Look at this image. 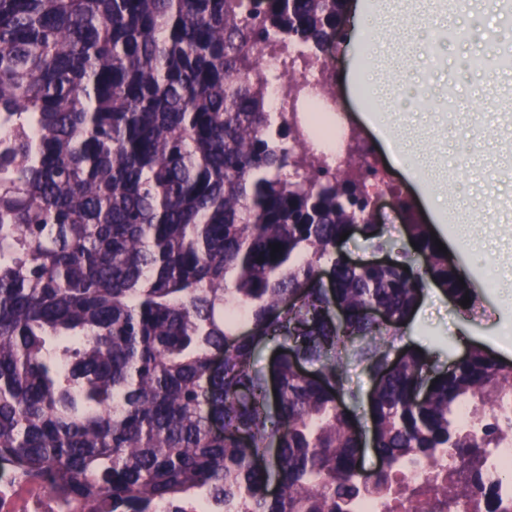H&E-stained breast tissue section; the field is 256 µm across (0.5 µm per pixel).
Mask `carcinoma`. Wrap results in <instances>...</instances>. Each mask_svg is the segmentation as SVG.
I'll list each match as a JSON object with an SVG mask.
<instances>
[{"label": "carcinoma", "instance_id": "carcinoma-1", "mask_svg": "<svg viewBox=\"0 0 512 512\" xmlns=\"http://www.w3.org/2000/svg\"><path fill=\"white\" fill-rule=\"evenodd\" d=\"M241 3L0 0V457L98 512H341L364 448L341 402L352 352L385 465L505 435L493 351L434 377L416 349L390 357L429 282L471 294L428 225H406L419 267L333 256L364 176L271 124L256 55L323 50L347 0Z\"/></svg>", "mask_w": 512, "mask_h": 512}]
</instances>
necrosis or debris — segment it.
I'll use <instances>...</instances> for the list:
<instances>
[{"label": "necrosis or debris", "instance_id": "4bbe7bcc", "mask_svg": "<svg viewBox=\"0 0 512 512\" xmlns=\"http://www.w3.org/2000/svg\"><path fill=\"white\" fill-rule=\"evenodd\" d=\"M310 66L311 73L303 77L307 95L302 114L294 112L291 89L274 82L266 89L267 109L274 122L303 121L315 156L322 158L325 144L334 143L341 130L335 127L324 106L321 86L312 75L323 66L320 56H312ZM451 482L468 483L469 496L458 500L442 497V488ZM422 503L433 504L434 512H512V433L497 447L477 448L469 455L446 448L430 461L407 457L389 469L384 482H360L358 495L344 505L343 512H414ZM0 512H90V508L48 491L0 459Z\"/></svg>", "mask_w": 512, "mask_h": 512}]
</instances>
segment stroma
Returning <instances> with one entry per match:
<instances>
[{"mask_svg": "<svg viewBox=\"0 0 512 512\" xmlns=\"http://www.w3.org/2000/svg\"><path fill=\"white\" fill-rule=\"evenodd\" d=\"M384 60L398 78L414 77L428 91V100L414 103L404 117L419 147L427 154L434 176L446 183L448 199L459 202L470 221L449 225L454 242L447 247L453 265L470 266L469 279L481 303L460 311L441 289H426L404 332L390 337L392 350L413 346L433 367L443 370L470 347L484 346L512 364V338L500 329L512 325V111L500 112L493 99L512 95V65L500 67L493 83L480 69L460 68L463 56L485 53L483 44H434L413 19L405 18L384 32ZM325 59L334 78L336 108L349 117L353 134L369 141L377 134L364 123L366 106L346 81L347 43L339 39ZM374 237L354 232L338 251L353 260L390 258L397 262L415 254L402 229V215L385 205ZM502 273L504 287L486 283V266ZM373 380L364 361L350 358L344 372V400L362 430H369L367 397Z\"/></svg>", "mask_w": 512, "mask_h": 512, "instance_id": "35a3bbf8", "label": "stroma"}]
</instances>
